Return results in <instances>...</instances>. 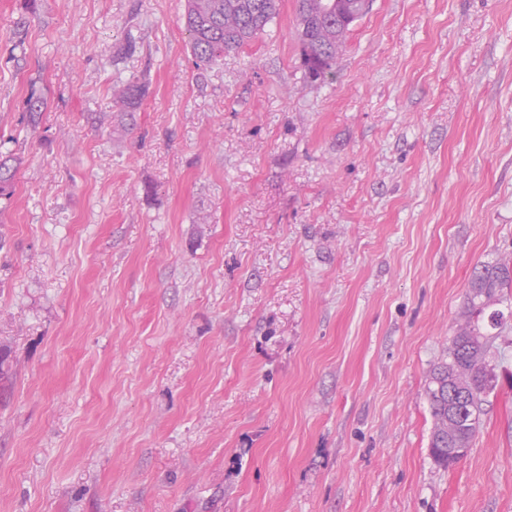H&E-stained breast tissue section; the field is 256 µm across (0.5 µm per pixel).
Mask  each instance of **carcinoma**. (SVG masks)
Returning a JSON list of instances; mask_svg holds the SVG:
<instances>
[{
  "label": "carcinoma",
  "mask_w": 512,
  "mask_h": 512,
  "mask_svg": "<svg viewBox=\"0 0 512 512\" xmlns=\"http://www.w3.org/2000/svg\"><path fill=\"white\" fill-rule=\"evenodd\" d=\"M365 0H296L301 65L308 82L325 80L350 31L367 11ZM280 0H186L184 14L189 46L196 61L212 65L224 53L242 48L262 35L279 15ZM148 91V82L132 78L112 93L113 106L134 109ZM15 166L0 154V195L11 193ZM512 318V253L474 272L467 310L448 345V356L434 365L426 388L433 426L429 452L449 468L472 447L485 398L496 388L487 358L494 336Z\"/></svg>",
  "instance_id": "1"
}]
</instances>
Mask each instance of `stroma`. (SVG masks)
<instances>
[{
	"instance_id": "35a3bbf8",
	"label": "stroma",
	"mask_w": 512,
	"mask_h": 512,
	"mask_svg": "<svg viewBox=\"0 0 512 512\" xmlns=\"http://www.w3.org/2000/svg\"><path fill=\"white\" fill-rule=\"evenodd\" d=\"M183 13L0 0V512H512V329L452 468L425 395L512 252V0H371L324 83L294 0L210 66ZM148 91L145 79H129L126 84L118 86L112 93V104L121 110L134 109L143 100Z\"/></svg>"
}]
</instances>
